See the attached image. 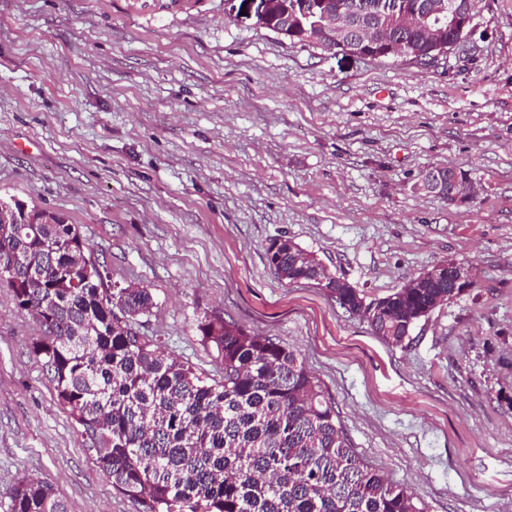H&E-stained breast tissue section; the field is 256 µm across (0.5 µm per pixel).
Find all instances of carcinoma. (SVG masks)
Segmentation results:
<instances>
[{
    "mask_svg": "<svg viewBox=\"0 0 512 512\" xmlns=\"http://www.w3.org/2000/svg\"><path fill=\"white\" fill-rule=\"evenodd\" d=\"M377 24L407 35L413 54L431 51L404 17ZM53 220L0 225V259L14 268L0 281L43 327L34 353L118 494L141 512H425L356 452L294 351L206 316L197 330L224 362V381L206 382L134 328L152 294L104 287L78 226ZM278 242L268 255L278 278L316 283L391 346L462 295L448 277L420 274L367 303L313 254L286 237ZM8 499L7 512H66L54 489L32 478Z\"/></svg>",
    "mask_w": 512,
    "mask_h": 512,
    "instance_id": "carcinoma-1",
    "label": "carcinoma"
}]
</instances>
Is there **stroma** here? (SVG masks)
<instances>
[{
    "label": "stroma",
    "instance_id": "1",
    "mask_svg": "<svg viewBox=\"0 0 512 512\" xmlns=\"http://www.w3.org/2000/svg\"><path fill=\"white\" fill-rule=\"evenodd\" d=\"M472 60L325 51L224 0H0V201L78 225L105 287L148 289L140 335L224 379L215 314L295 350L360 456L426 512H512V0H474ZM434 167L480 187L451 205ZM285 237L365 301L448 260L475 285L393 347L322 288L277 278ZM0 282V503L25 476L67 512H138L33 352Z\"/></svg>",
    "mask_w": 512,
    "mask_h": 512
}]
</instances>
